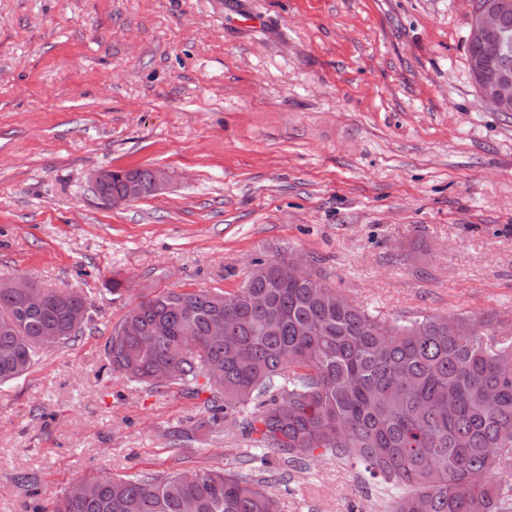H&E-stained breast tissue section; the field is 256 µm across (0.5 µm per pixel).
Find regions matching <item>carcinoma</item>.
<instances>
[{"mask_svg": "<svg viewBox=\"0 0 512 512\" xmlns=\"http://www.w3.org/2000/svg\"><path fill=\"white\" fill-rule=\"evenodd\" d=\"M131 179L152 196L149 168L114 171L101 192L121 199ZM285 262L254 260L233 293L141 296L104 344L112 372L209 391L212 427L249 407L255 447L352 460L403 489L393 512H502L486 475L512 457V325L491 318L481 332L462 314L391 322L320 275L284 280ZM87 305L78 291L50 290L29 308L1 281L0 385L28 371L46 337H76ZM197 475L94 477L52 512H279L260 479Z\"/></svg>", "mask_w": 512, "mask_h": 512, "instance_id": "obj_1", "label": "carcinoma"}]
</instances>
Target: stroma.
Here are the masks:
<instances>
[{
  "mask_svg": "<svg viewBox=\"0 0 512 512\" xmlns=\"http://www.w3.org/2000/svg\"><path fill=\"white\" fill-rule=\"evenodd\" d=\"M476 6L0 0V280L90 300L75 340L0 385V512L211 467L271 478L281 512H390L361 468L256 448L240 412L207 427V393L113 376L104 344L139 296L231 293L277 253L383 318L512 320V112L470 76ZM137 167L167 190L96 197L92 172Z\"/></svg>",
  "mask_w": 512,
  "mask_h": 512,
  "instance_id": "obj_1",
  "label": "stroma"
}]
</instances>
